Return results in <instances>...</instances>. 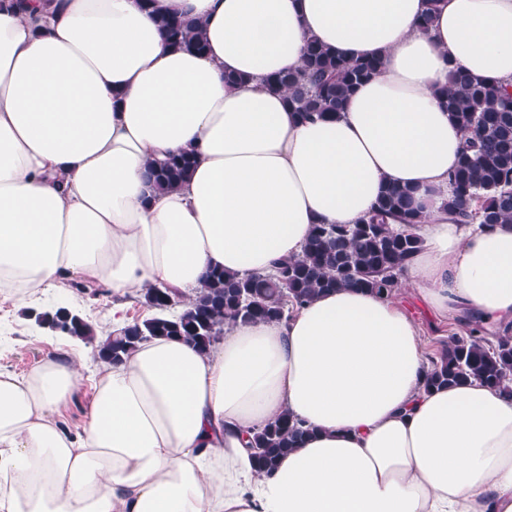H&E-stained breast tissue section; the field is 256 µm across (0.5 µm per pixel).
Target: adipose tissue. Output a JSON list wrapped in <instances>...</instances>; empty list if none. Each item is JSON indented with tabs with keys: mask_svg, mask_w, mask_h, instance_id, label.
Segmentation results:
<instances>
[{
	"mask_svg": "<svg viewBox=\"0 0 512 512\" xmlns=\"http://www.w3.org/2000/svg\"><path fill=\"white\" fill-rule=\"evenodd\" d=\"M0 0V296L79 277L192 302L212 268L271 272L312 225L353 224L409 187L421 251L402 282L437 316L512 325V224L444 205L461 129L433 91L453 65L512 87V0ZM198 23L204 53L161 16ZM382 55L334 118L299 121L266 79L308 40ZM239 76L230 85L226 76ZM193 152L177 189L147 164ZM415 318L331 290L208 352L177 338L87 367L82 352L0 370V512H512V396L426 389ZM92 376L79 434L58 412ZM309 435L268 472L252 432ZM157 24L171 45L198 52L205 49V43L196 22L189 19L162 16L157 19Z\"/></svg>",
	"mask_w": 512,
	"mask_h": 512,
	"instance_id": "ef3b65f1",
	"label": "adipose tissue"
}]
</instances>
